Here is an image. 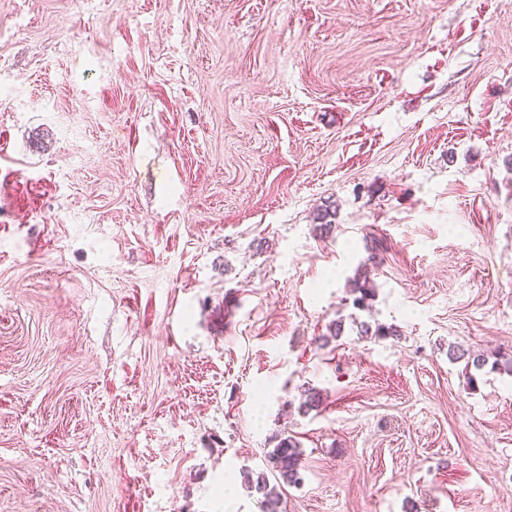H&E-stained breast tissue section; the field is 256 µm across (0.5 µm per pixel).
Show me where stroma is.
Masks as SVG:
<instances>
[{
	"instance_id": "1",
	"label": "stroma",
	"mask_w": 512,
	"mask_h": 512,
	"mask_svg": "<svg viewBox=\"0 0 512 512\" xmlns=\"http://www.w3.org/2000/svg\"><path fill=\"white\" fill-rule=\"evenodd\" d=\"M452 346L512 354V0H0V512H263L284 432L283 512H512ZM278 443L268 453V467L275 478L276 484L270 486L267 474L262 472H251L248 475L247 487L261 493L263 496V512H280L281 508V485L296 486L302 480L301 471L302 451L300 444L293 435L282 434L277 436Z\"/></svg>"
}]
</instances>
